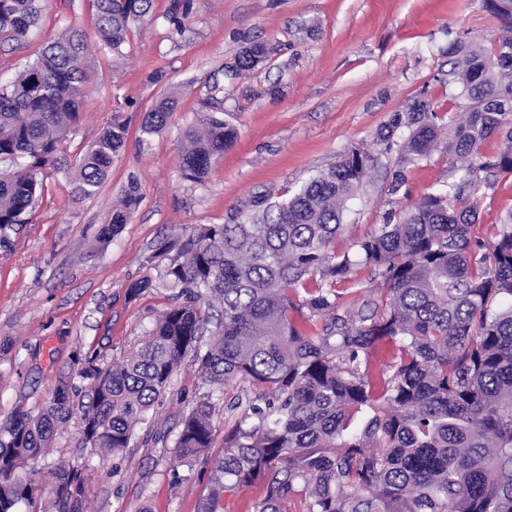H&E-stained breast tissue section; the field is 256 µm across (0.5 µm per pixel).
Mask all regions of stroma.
<instances>
[{"mask_svg":"<svg viewBox=\"0 0 512 512\" xmlns=\"http://www.w3.org/2000/svg\"><path fill=\"white\" fill-rule=\"evenodd\" d=\"M171 0H152L132 24L121 54L100 40L93 0H41L40 23L18 46L0 47V78L35 60L44 45L72 27L87 37L89 80L84 112L27 221L0 241V422L17 410L38 412L57 388H88L76 359L106 367L136 350L156 317L172 305L169 288L130 297L132 282L149 275L145 259L176 224H222L253 193L283 194L337 154L373 139L389 116L423 89L443 101L454 40L490 44L498 19L484 0H194L181 29L166 19ZM275 44L277 52L250 75L231 76L243 39ZM178 108L160 133L142 138L145 113L161 94ZM224 119L238 138L201 183L182 177V133L209 117ZM111 123L128 139L95 196L74 193L80 154ZM141 201L110 244L97 242L101 224L129 181ZM383 172L367 182L337 237L336 251L384 220ZM479 221L486 234L512 208V177L481 189ZM204 387L192 358L173 372L167 392L113 463L83 446L80 410L55 435L36 466L34 504L54 497L52 474L78 467L88 477L83 512H197L210 466L178 458L180 423Z\"/></svg>","mask_w":512,"mask_h":512,"instance_id":"35a3bbf8","label":"stroma"}]
</instances>
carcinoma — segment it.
<instances>
[{"label":"carcinoma","mask_w":512,"mask_h":512,"mask_svg":"<svg viewBox=\"0 0 512 512\" xmlns=\"http://www.w3.org/2000/svg\"><path fill=\"white\" fill-rule=\"evenodd\" d=\"M190 2L172 0L176 27ZM150 4L94 0L101 41L121 52ZM485 5L501 22L495 46L448 49L456 84L448 104L465 102L461 121L443 124L445 113L424 91L378 130L376 150L354 145L278 202L257 193L225 224L187 225L156 243L147 262L173 255L158 280L184 300L161 313L125 358L106 368L77 359L89 388L82 442L101 460L130 446L135 426L191 354L207 391L183 418L175 448L183 461H212L198 512H224L225 494L253 486L262 491L256 512H512V209L476 237L470 202L480 186L512 175V0ZM40 17L38 0H0V39L24 41ZM251 45L237 56L238 77L276 52L269 42ZM86 49L83 31L71 28L0 82V157L24 160L0 172L3 236L25 223L44 170L80 121ZM176 108L171 96L157 99L141 132L164 130ZM236 138L217 117L185 130L182 175L204 181ZM125 140L121 124L101 131L78 160L75 194L95 193ZM436 154L448 159V181L388 213L358 242L356 257L333 249L349 202L381 158L393 204L410 169ZM139 204L132 180L98 243H111ZM358 266L371 271V286L356 312L341 315L328 285H360ZM212 300L222 313L203 351ZM383 341L396 352L379 368L373 356ZM233 382L248 384L253 397L230 405L241 413L214 456L216 400ZM71 407L65 382L49 408L0 422V512L33 502L28 471L49 453ZM54 478L53 512H82L83 470L61 469Z\"/></svg>","instance_id":"obj_1"}]
</instances>
